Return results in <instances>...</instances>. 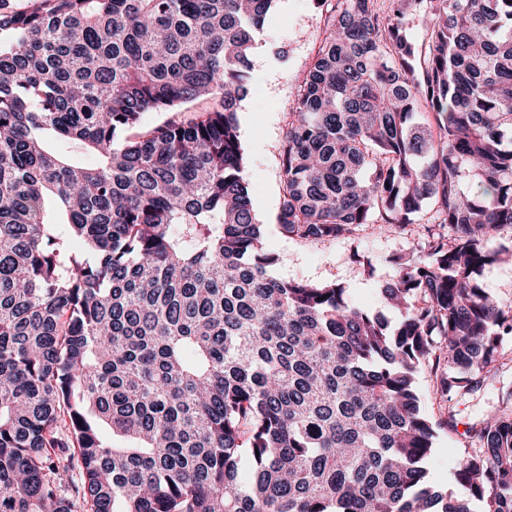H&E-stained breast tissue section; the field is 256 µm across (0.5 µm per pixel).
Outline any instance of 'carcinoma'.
<instances>
[{
	"mask_svg": "<svg viewBox=\"0 0 512 512\" xmlns=\"http://www.w3.org/2000/svg\"><path fill=\"white\" fill-rule=\"evenodd\" d=\"M274 2L0 4V512H512V308L481 284L512 257V0H321L277 223L419 225L394 325L273 274L238 112ZM487 385L463 494L436 491ZM433 385V376L430 371L426 367H420L416 373V386L430 417L439 421L447 417L448 405L434 400ZM495 389L487 386L475 400L465 401L456 408V430L439 429L436 447L428 462V479L436 487L459 492L457 463L465 448H470L465 435L467 424L473 423L486 408L495 402Z\"/></svg>",
	"mask_w": 512,
	"mask_h": 512,
	"instance_id": "carcinoma-1",
	"label": "carcinoma"
}]
</instances>
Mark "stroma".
Masks as SVG:
<instances>
[{"instance_id": "stroma-1", "label": "stroma", "mask_w": 512, "mask_h": 512, "mask_svg": "<svg viewBox=\"0 0 512 512\" xmlns=\"http://www.w3.org/2000/svg\"><path fill=\"white\" fill-rule=\"evenodd\" d=\"M324 35V14L318 0H276L267 16L252 56V80L238 113L250 194L256 216L265 227L264 244L280 257L277 276L342 284L360 307L394 322L398 314L382 296L394 274L388 259L416 247L413 229L387 232L371 224L355 242L339 239L304 244L283 236L276 221L286 114L294 106L297 87ZM366 258L371 260L373 272L365 271L362 261ZM494 400V388H486L477 399L457 406L456 429H440L428 462V479L433 485L458 491L457 463L470 445L466 427Z\"/></svg>"}]
</instances>
